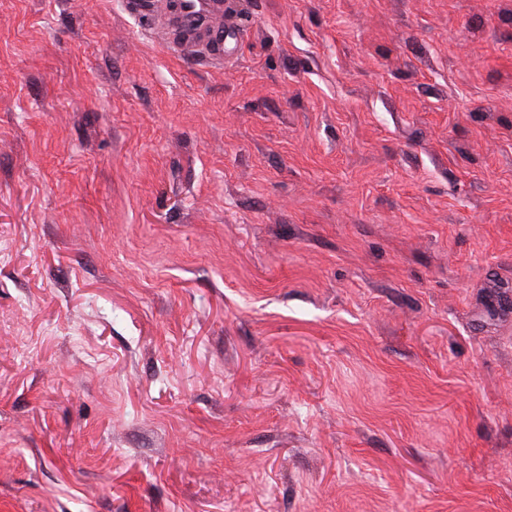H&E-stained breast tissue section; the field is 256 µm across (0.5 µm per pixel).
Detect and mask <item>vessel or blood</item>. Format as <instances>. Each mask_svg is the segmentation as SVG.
<instances>
[{
	"label": "vessel or blood",
	"instance_id": "1",
	"mask_svg": "<svg viewBox=\"0 0 512 512\" xmlns=\"http://www.w3.org/2000/svg\"><path fill=\"white\" fill-rule=\"evenodd\" d=\"M128 10L151 23L167 16L183 34L180 43H168L174 55H182L189 43L200 46L202 53L223 60L238 40L233 26L222 23L224 0H127Z\"/></svg>",
	"mask_w": 512,
	"mask_h": 512
}]
</instances>
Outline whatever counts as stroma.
I'll list each match as a JSON object with an SVG mask.
<instances>
[{
    "label": "stroma",
    "mask_w": 512,
    "mask_h": 512,
    "mask_svg": "<svg viewBox=\"0 0 512 512\" xmlns=\"http://www.w3.org/2000/svg\"><path fill=\"white\" fill-rule=\"evenodd\" d=\"M0 0V512H512V0ZM128 10L159 29V18L168 13V21L174 24L185 37V43L168 42L167 49L173 55L181 56L188 50L202 52L215 60L224 62L238 40L232 25L223 24L219 18L224 15L223 0H127ZM171 4L169 7L168 5ZM197 43L193 48L186 43Z\"/></svg>",
    "instance_id": "obj_1"
}]
</instances>
